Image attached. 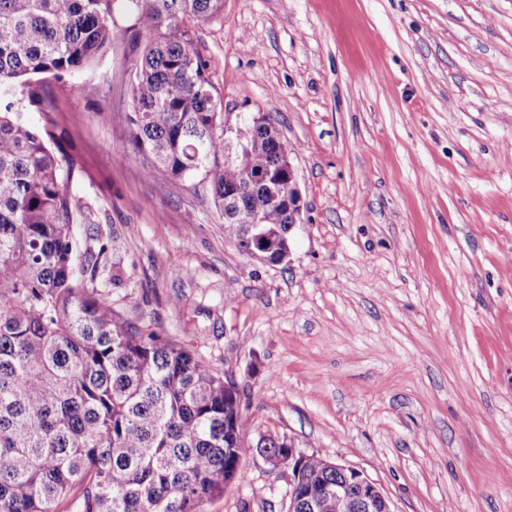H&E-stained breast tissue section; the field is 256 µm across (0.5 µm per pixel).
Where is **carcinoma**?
<instances>
[{"label":"carcinoma","instance_id":"obj_1","mask_svg":"<svg viewBox=\"0 0 512 512\" xmlns=\"http://www.w3.org/2000/svg\"><path fill=\"white\" fill-rule=\"evenodd\" d=\"M121 8L127 24L115 19ZM224 0H0V91L29 102L45 79L96 65L113 45L135 53L126 146L151 180L207 186L238 247L261 230L269 263L286 248L296 204L267 206L288 180L291 149L269 120L224 139V104L192 49L187 18ZM32 125L0 100V512H56L79 492L81 512H203L245 452L240 401L192 351L141 329L100 298L124 270L117 237L79 251L80 207L64 186L67 156L52 120ZM246 156L249 181L235 155ZM261 215L255 229L238 209Z\"/></svg>","mask_w":512,"mask_h":512}]
</instances>
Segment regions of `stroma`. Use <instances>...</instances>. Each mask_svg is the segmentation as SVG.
<instances>
[{
    "label": "stroma",
    "mask_w": 512,
    "mask_h": 512,
    "mask_svg": "<svg viewBox=\"0 0 512 512\" xmlns=\"http://www.w3.org/2000/svg\"><path fill=\"white\" fill-rule=\"evenodd\" d=\"M192 48L233 115L274 118L301 192L289 256L125 150L127 44L50 82L99 296L239 390L245 477L204 512H284L264 438L352 466L393 512H512V0H224Z\"/></svg>",
    "instance_id": "35a3bbf8"
}]
</instances>
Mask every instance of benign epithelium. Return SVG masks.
<instances>
[{"instance_id":"obj_1","label":"benign epithelium","mask_w":512,"mask_h":512,"mask_svg":"<svg viewBox=\"0 0 512 512\" xmlns=\"http://www.w3.org/2000/svg\"><path fill=\"white\" fill-rule=\"evenodd\" d=\"M281 444V454L272 455L263 443L259 453L274 467L288 466V512H314L320 500L337 504L340 512H393L382 489L362 471L325 459L322 468L310 475L303 469L310 455L297 451L287 440ZM330 472L336 473V480L325 479Z\"/></svg>"}]
</instances>
